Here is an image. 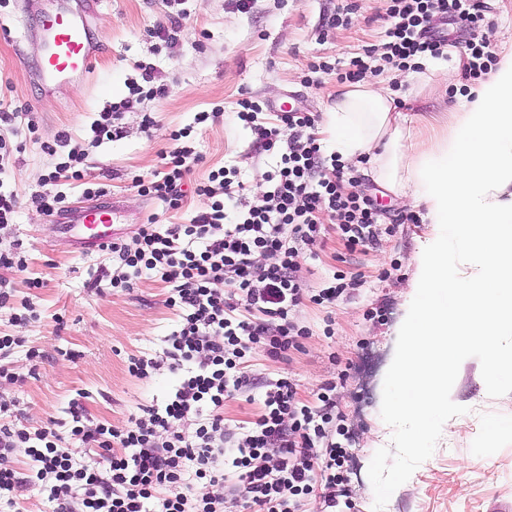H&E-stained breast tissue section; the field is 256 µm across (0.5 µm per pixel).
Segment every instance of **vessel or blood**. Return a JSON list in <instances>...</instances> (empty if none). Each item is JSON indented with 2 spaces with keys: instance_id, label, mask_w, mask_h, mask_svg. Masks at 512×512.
<instances>
[{
  "instance_id": "1",
  "label": "vessel or blood",
  "mask_w": 512,
  "mask_h": 512,
  "mask_svg": "<svg viewBox=\"0 0 512 512\" xmlns=\"http://www.w3.org/2000/svg\"><path fill=\"white\" fill-rule=\"evenodd\" d=\"M39 27L47 41V51L39 64L45 84L56 85L72 76L93 72L95 50L90 14L67 10L43 15ZM122 215L120 202L82 211L61 226L80 252L102 248L117 235L116 223Z\"/></svg>"
}]
</instances>
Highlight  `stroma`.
<instances>
[{
  "instance_id": "obj_1",
  "label": "stroma",
  "mask_w": 512,
  "mask_h": 512,
  "mask_svg": "<svg viewBox=\"0 0 512 512\" xmlns=\"http://www.w3.org/2000/svg\"><path fill=\"white\" fill-rule=\"evenodd\" d=\"M58 5L59 0H12L0 10V112L17 113L5 135L23 145L0 171V190L16 193L21 203L15 223L0 229V250L22 240L28 264L23 274L0 268V279L14 290L13 304L0 309V333L25 340L8 357L25 380L0 388V398L18 401V425L63 434L71 400H80L93 419L121 427L142 406L171 391L177 374L140 380L128 373L127 361L161 355L178 317L167 304L168 285L148 273L126 291L90 289V281L111 267V254L78 253L58 216L31 204L58 161L49 148L60 133L87 147V179L106 184L108 198L124 202L119 237L128 244L148 217L186 224L203 206L191 194L181 210L169 211L139 196L131 184L133 176L160 169L174 130L195 129L200 160L191 182L204 181L224 166L237 169L249 199L266 190L277 160L253 153L252 131L236 116L241 97L254 96L272 108L290 101L320 115L344 89L336 70L364 56L367 78L390 88L406 110L445 130L454 124V93L466 80L454 52L447 59L450 79L444 92L380 68L386 0H251L245 11L237 10L234 0H186L184 31L173 44L151 34L166 21V0H100L93 19L92 77H71L48 93L35 75L46 53L37 18ZM485 5L475 38L496 52L512 44V0H485ZM340 12L348 14V24L332 25ZM319 60L335 64V71L310 73V64ZM144 65L166 86V96L134 104L123 113L117 137L90 145L98 112L128 97ZM216 107L224 110L222 120L196 124L197 113ZM32 116L39 124L34 134L27 129ZM355 173L359 190L376 200L381 213L383 231L376 245L364 254L349 253L330 226L301 258L310 292L326 287L337 271L354 280V288L330 307L302 301L295 318L309 334L300 348L284 360L253 351L248 370L259 381L292 377L299 398L311 403L325 382H335L336 410L344 416L352 453L353 504L339 506L338 512H496L499 504L512 505V439L485 438L492 425L512 422V382L489 381L481 359L467 361L455 374L451 397L460 406L455 426L436 423L417 452L397 445L398 429L384 414L385 401L398 393L388 374L407 284L417 269L420 244L433 227L405 222L411 206L389 193L368 164L356 165ZM31 278L39 279L40 287H28ZM26 301L40 318L20 325L13 317ZM30 347L44 355L38 366L26 357Z\"/></svg>"
}]
</instances>
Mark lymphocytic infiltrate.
<instances>
[{"label":"lymphocytic infiltrate","instance_id":"obj_1","mask_svg":"<svg viewBox=\"0 0 512 512\" xmlns=\"http://www.w3.org/2000/svg\"><path fill=\"white\" fill-rule=\"evenodd\" d=\"M387 2L385 65L417 71L423 59L446 57L453 47L466 79L491 69L494 53L471 37L484 17L482 0ZM437 16L465 32V39L433 32ZM238 106V118L254 134V151L280 157L257 202L247 203L244 184L220 168L196 184L204 206L190 223L162 229L150 221L140 225L132 244L107 246L116 263L106 277L110 288L129 289L143 271L158 272L171 288L167 304L179 317L162 356L130 357V375L144 380L169 370L179 373L178 382L121 428L91 420L82 403L72 401L65 438L51 428L31 432L6 422L10 408L0 401L1 492L49 493L55 512H224L228 496L244 498L256 512H298L301 498L314 492L319 512H331L349 497V452L332 439L345 432L333 382L323 384L320 404L312 407L299 401L293 379L267 381L263 410L241 434L225 428L224 402L254 384L247 353L261 349L282 359L308 336L293 316L303 299L332 304L345 292L342 272L313 295L301 275L302 250L320 238L322 216L336 224L351 251L364 253L378 239L380 212L358 191L353 169L338 156L323 155L313 113L280 112L267 122L258 101L243 98ZM171 139L162 170L134 177L133 186L176 211L199 157L190 129L173 131ZM58 141L67 155L33 198L48 216L65 210L55 189L60 177H84V149L64 133ZM72 440L99 456L100 464L77 463ZM19 448L35 463L24 477L9 464ZM226 454L229 475L218 466Z\"/></svg>","mask_w":512,"mask_h":512}]
</instances>
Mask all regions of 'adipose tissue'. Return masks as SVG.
I'll return each instance as SVG.
<instances>
[{
	"label": "adipose tissue",
	"mask_w": 512,
	"mask_h": 512,
	"mask_svg": "<svg viewBox=\"0 0 512 512\" xmlns=\"http://www.w3.org/2000/svg\"><path fill=\"white\" fill-rule=\"evenodd\" d=\"M454 129L429 140L415 117L371 82L342 91L319 135L344 160L368 161L398 198L423 208L433 233L422 244L412 300L389 377L404 395L384 407L400 445L420 447L448 399L457 368L481 352L490 374L512 370V47L490 73L458 94Z\"/></svg>",
	"instance_id": "ef3b65f1"
}]
</instances>
